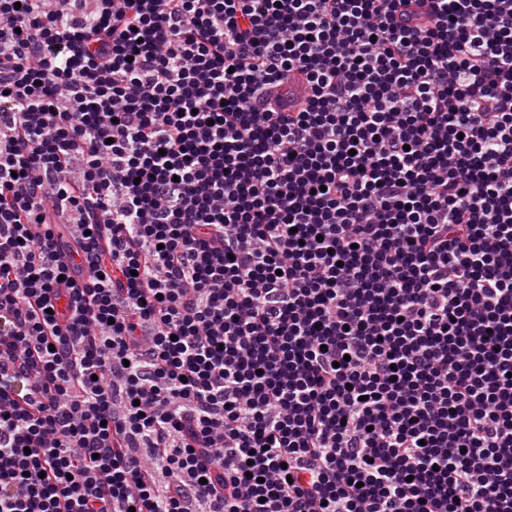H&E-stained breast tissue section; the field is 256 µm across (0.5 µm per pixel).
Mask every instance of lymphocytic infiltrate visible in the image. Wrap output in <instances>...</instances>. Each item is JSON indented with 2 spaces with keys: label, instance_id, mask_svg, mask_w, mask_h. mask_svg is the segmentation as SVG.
<instances>
[{
  "label": "lymphocytic infiltrate",
  "instance_id": "1",
  "mask_svg": "<svg viewBox=\"0 0 512 512\" xmlns=\"http://www.w3.org/2000/svg\"><path fill=\"white\" fill-rule=\"evenodd\" d=\"M64 2L0 0V512H512V0Z\"/></svg>",
  "mask_w": 512,
  "mask_h": 512
}]
</instances>
